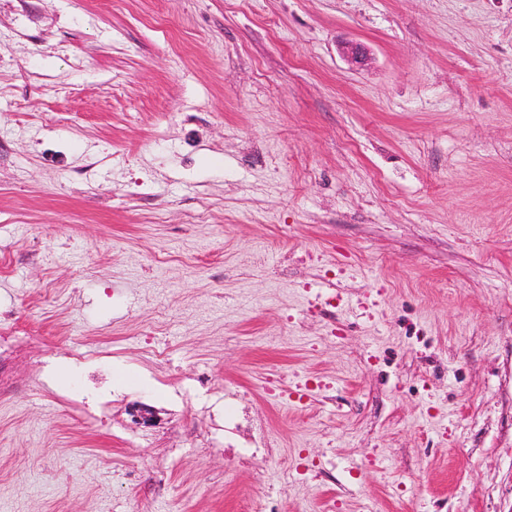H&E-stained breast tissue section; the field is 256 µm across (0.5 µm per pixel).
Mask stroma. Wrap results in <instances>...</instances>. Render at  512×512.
<instances>
[{"instance_id":"1","label":"stroma","mask_w":512,"mask_h":512,"mask_svg":"<svg viewBox=\"0 0 512 512\" xmlns=\"http://www.w3.org/2000/svg\"><path fill=\"white\" fill-rule=\"evenodd\" d=\"M259 499L512 512V0H0V512Z\"/></svg>"}]
</instances>
